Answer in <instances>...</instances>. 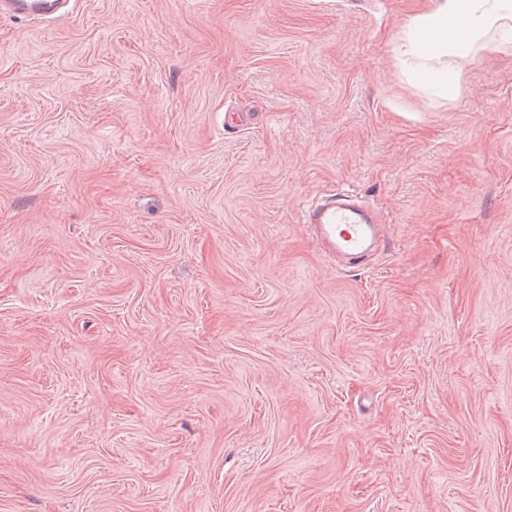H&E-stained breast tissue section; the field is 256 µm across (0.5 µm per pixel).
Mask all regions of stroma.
I'll return each instance as SVG.
<instances>
[{
	"label": "stroma",
	"mask_w": 512,
	"mask_h": 512,
	"mask_svg": "<svg viewBox=\"0 0 512 512\" xmlns=\"http://www.w3.org/2000/svg\"><path fill=\"white\" fill-rule=\"evenodd\" d=\"M428 5L0 18V512H512V42L437 98ZM304 217L326 253L352 262L364 263L382 233L383 219L350 192L323 195L309 205Z\"/></svg>",
	"instance_id": "1"
}]
</instances>
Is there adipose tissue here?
<instances>
[{
  "label": "adipose tissue",
  "mask_w": 512,
  "mask_h": 512,
  "mask_svg": "<svg viewBox=\"0 0 512 512\" xmlns=\"http://www.w3.org/2000/svg\"><path fill=\"white\" fill-rule=\"evenodd\" d=\"M406 29L404 55L422 60L420 76L435 95L454 97L465 84L463 60L476 56L489 39L512 41V0H434Z\"/></svg>",
  "instance_id": "adipose-tissue-1"
}]
</instances>
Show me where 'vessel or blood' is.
<instances>
[{"label":"vessel or blood","instance_id":"vessel-or-blood-1","mask_svg":"<svg viewBox=\"0 0 512 512\" xmlns=\"http://www.w3.org/2000/svg\"><path fill=\"white\" fill-rule=\"evenodd\" d=\"M78 0H0V16L57 23L69 18ZM310 234L326 253L349 261H366L382 233L381 217L356 194L331 192L313 201L305 212Z\"/></svg>","mask_w":512,"mask_h":512}]
</instances>
